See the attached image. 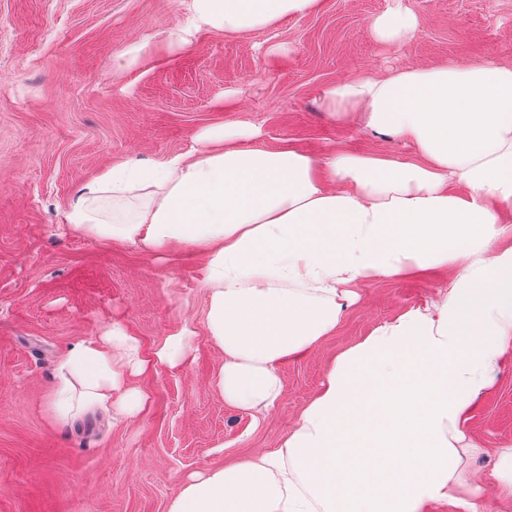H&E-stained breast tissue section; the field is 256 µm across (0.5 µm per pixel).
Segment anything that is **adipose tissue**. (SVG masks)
<instances>
[{
  "label": "adipose tissue",
  "instance_id": "ef3b65f1",
  "mask_svg": "<svg viewBox=\"0 0 512 512\" xmlns=\"http://www.w3.org/2000/svg\"><path fill=\"white\" fill-rule=\"evenodd\" d=\"M169 49L197 33L245 34L314 12L319 0H184ZM418 17L396 0L370 24L396 42ZM344 119L411 142L414 161L251 147L256 128H208L193 152L112 166L66 214L74 233L148 253L207 255L206 326L225 402L269 411L281 364L332 334L364 283L454 268L448 292L376 326L339 353L275 451L186 476L169 512H428L462 497L463 427L512 354V67H411L327 87ZM185 330L144 358L120 324L60 359L50 399L68 422L105 408L134 419L148 396L130 382L186 356Z\"/></svg>",
  "mask_w": 512,
  "mask_h": 512
}]
</instances>
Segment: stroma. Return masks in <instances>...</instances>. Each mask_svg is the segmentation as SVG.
<instances>
[{"label": "stroma", "mask_w": 512, "mask_h": 512, "mask_svg": "<svg viewBox=\"0 0 512 512\" xmlns=\"http://www.w3.org/2000/svg\"><path fill=\"white\" fill-rule=\"evenodd\" d=\"M392 4L320 0L272 29L204 32L172 52L163 39L184 21L181 0H0V512H169L187 474L279 448L337 354L446 294L449 270L363 285L333 334L281 364L283 396L258 413L226 403L214 383L203 253L151 256L65 227L106 168L191 152L202 130L239 121L260 129L256 147L415 158L404 141L331 118L324 90L395 67L512 65V0H407L418 29L385 44L370 24ZM139 42L146 54L116 72ZM115 322L147 353L187 329L192 352L135 378L148 395L135 419L95 409L57 421L48 400L61 356ZM464 432L483 450L465 468L484 512H512L489 481L512 448V356Z\"/></svg>", "instance_id": "1"}]
</instances>
